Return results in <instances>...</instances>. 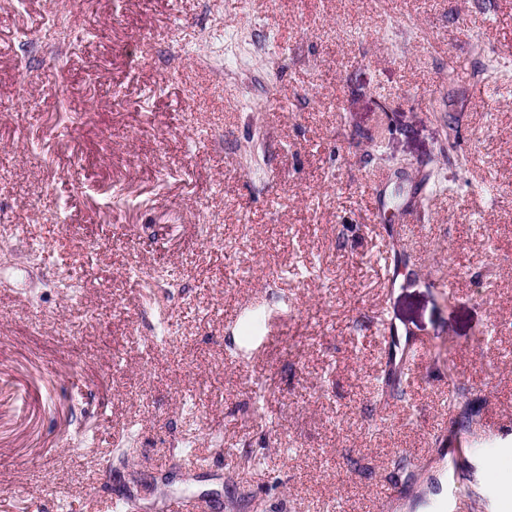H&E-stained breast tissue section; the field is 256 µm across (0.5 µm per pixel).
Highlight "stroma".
<instances>
[{"mask_svg":"<svg viewBox=\"0 0 512 512\" xmlns=\"http://www.w3.org/2000/svg\"><path fill=\"white\" fill-rule=\"evenodd\" d=\"M56 6L0 0V512H512V0H77L34 49Z\"/></svg>","mask_w":512,"mask_h":512,"instance_id":"35a3bbf8","label":"stroma"}]
</instances>
